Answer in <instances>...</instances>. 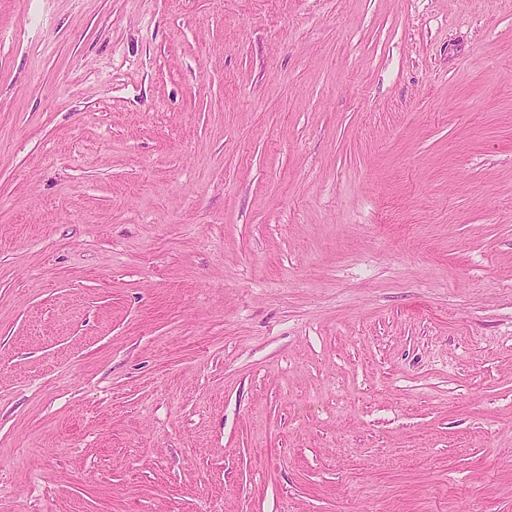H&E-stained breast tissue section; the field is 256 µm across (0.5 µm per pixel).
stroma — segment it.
<instances>
[{
	"label": "stroma",
	"mask_w": 512,
	"mask_h": 512,
	"mask_svg": "<svg viewBox=\"0 0 512 512\" xmlns=\"http://www.w3.org/2000/svg\"><path fill=\"white\" fill-rule=\"evenodd\" d=\"M0 512H512V0H0Z\"/></svg>",
	"instance_id": "stroma-1"
}]
</instances>
